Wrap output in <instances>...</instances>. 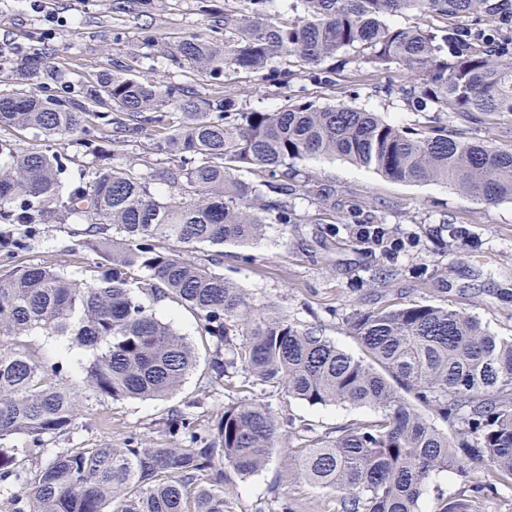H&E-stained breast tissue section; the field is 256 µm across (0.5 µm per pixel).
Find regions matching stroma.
Wrapping results in <instances>:
<instances>
[{"label":"stroma","mask_w":512,"mask_h":512,"mask_svg":"<svg viewBox=\"0 0 512 512\" xmlns=\"http://www.w3.org/2000/svg\"><path fill=\"white\" fill-rule=\"evenodd\" d=\"M200 6V0H170L168 11L134 19L113 13L112 0H0V90L11 89L14 62L45 52L50 54L59 77L52 80L44 70H37L28 88L38 95H65L117 65L129 67L135 75L150 71L207 94L211 89L208 78L171 64L162 51L170 36L208 33L211 20ZM147 33L154 35V47L144 45ZM225 88L251 109L272 110L282 102L278 87L242 75L229 76ZM308 93L320 105L343 102L379 113L400 125L410 126L424 119L423 113L408 108L399 91H387L380 83L356 93L344 74L337 75L332 86L309 85ZM0 139L21 150L65 151L71 158L66 173L70 179L86 176L97 165L94 156L71 137L51 142L30 131L11 130L1 132ZM112 162L134 164L136 172L151 178L162 199L180 201L177 188L158 180V173L171 167L172 162L154 155L149 139L113 145ZM303 170L313 181L335 187V216L321 214L313 196L298 191L288 201L300 213V221L288 226L267 225L264 238L248 249L254 264L237 261L239 247L224 248L225 277L244 288L256 302H273L302 324L320 323L337 346L358 352V343L344 329L343 318L351 309L371 307L374 296L369 287L355 285L360 255L341 238L328 237L327 224L374 219L405 231H419L424 237L439 225L455 224L465 228L464 241L442 257L426 248L417 256L402 258L396 291L409 300L448 304L476 316L495 334L512 336V202L476 203L450 185L393 181L339 157L310 159ZM70 243L65 231L52 229L23 259L63 265L76 276L85 277L80 257L66 251ZM416 265L427 267V286H420L414 278L412 268ZM154 309L195 345L200 356L196 370L176 394L164 401L94 403L92 415L106 416L111 424L79 431L78 440L94 443L105 439L121 445L127 433H147L153 420L197 395L205 384L206 346L193 311L172 300L156 303ZM254 392L276 413L293 414L321 431L369 414L365 408L312 407L288 400L271 386H255ZM237 492L238 512H270L275 500L283 496L303 504L324 498L323 492L306 484L288 482L278 452L263 472L238 482Z\"/></svg>","instance_id":"stroma-1"}]
</instances>
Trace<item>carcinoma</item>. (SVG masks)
<instances>
[{
	"mask_svg": "<svg viewBox=\"0 0 512 512\" xmlns=\"http://www.w3.org/2000/svg\"><path fill=\"white\" fill-rule=\"evenodd\" d=\"M163 6L113 0L112 11L139 16ZM205 8L209 33L173 37L165 52L214 80L208 96L121 69L72 96H39L25 89L32 69L23 67L14 88L0 91V130L76 135L100 158L116 139L146 136L152 151L177 162L163 179L183 198L163 200L132 168L69 181L67 154L0 142L9 157L0 164V257L63 225L68 251L96 269L90 283L43 263L0 275V337L12 340L0 347V512H237L236 480L261 473L278 449L288 478L334 496L336 512H420L439 472L459 490L437 496L433 512H484L498 486L512 488V336L446 304L387 299L419 233L342 225L349 245L378 255L366 267L379 286L376 306L343 320L360 356L321 326L255 303L219 267L224 245L247 247L268 224L296 223L286 196L313 157L338 156L395 181L447 183L486 204L512 201V149L450 131L447 121L450 112L468 122L512 116V0H296L287 17L272 0ZM406 13L440 24L391 21ZM295 64L316 84L336 72L374 79L399 68L409 77L403 99L425 122L405 127L345 103L320 107L303 85L275 110H247L222 90L241 73L288 88ZM251 169L259 180L238 177ZM307 192L325 213L336 211V190L311 183ZM461 238L442 224L434 251ZM205 245L215 248L207 259L189 255ZM143 295L193 310L209 344L208 387L157 419L156 439L131 432L121 448L75 443L89 403L162 400L197 367L194 345ZM24 336L54 342L61 356L43 361ZM254 385L374 416L320 432L248 395ZM219 388L228 402L207 418L198 409ZM61 437L71 446L52 447Z\"/></svg>",
	"mask_w": 512,
	"mask_h": 512,
	"instance_id": "cac0c4a2",
	"label": "carcinoma"
}]
</instances>
